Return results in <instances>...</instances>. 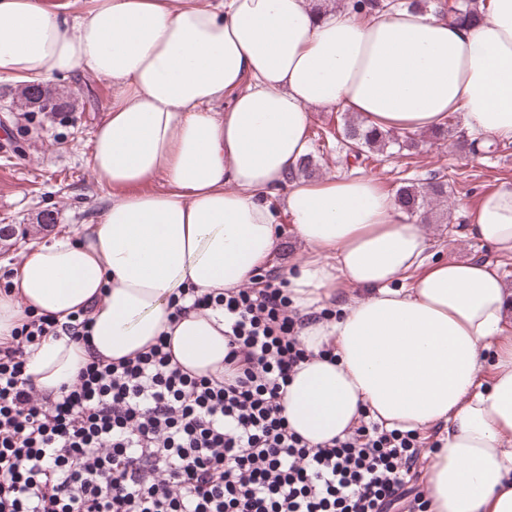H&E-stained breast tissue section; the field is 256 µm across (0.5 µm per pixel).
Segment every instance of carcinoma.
Instances as JSON below:
<instances>
[{
    "label": "carcinoma",
    "instance_id": "cac0c4a2",
    "mask_svg": "<svg viewBox=\"0 0 512 512\" xmlns=\"http://www.w3.org/2000/svg\"><path fill=\"white\" fill-rule=\"evenodd\" d=\"M422 8H433L436 12L466 24L480 17L479 0H413ZM403 5L401 0H345L344 6L359 17H370L379 13L389 12ZM20 108L26 112L68 113L76 111L71 100L51 85H25L14 105L7 106L5 111ZM336 142L345 156L367 160L373 151L384 152L390 147H397L396 154L409 159L419 148L415 134L403 132L394 134L392 130H382L363 125L361 122L344 121L341 130L336 132ZM395 200L400 211L411 220L428 207H437L448 200V181L435 175L429 178L426 185L415 182L412 178L401 179L396 190Z\"/></svg>",
    "mask_w": 512,
    "mask_h": 512
}]
</instances>
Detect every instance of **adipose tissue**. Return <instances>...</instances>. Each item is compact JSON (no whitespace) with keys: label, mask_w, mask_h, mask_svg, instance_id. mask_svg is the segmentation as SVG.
Returning <instances> with one entry per match:
<instances>
[{"label":"adipose tissue","mask_w":512,"mask_h":512,"mask_svg":"<svg viewBox=\"0 0 512 512\" xmlns=\"http://www.w3.org/2000/svg\"><path fill=\"white\" fill-rule=\"evenodd\" d=\"M480 10L461 26L416 5L361 19L310 0H0V80L81 67L111 82L91 163L117 190L97 223L14 267L0 338L27 310L62 323L89 311L90 347L51 336L27 356L49 392L88 351L113 361L161 336L184 370L223 373V314L174 319L169 298L254 283L276 260L285 209L308 248L288 293L310 318L308 356L281 400L290 429L314 447L363 420L437 431L420 471L429 512H512V289L500 266L433 258L425 225L399 220L370 177L288 179L314 107L409 132L459 112L466 135L512 140V0ZM159 176L162 189L144 190ZM469 223L511 258L512 181Z\"/></svg>","instance_id":"obj_1"}]
</instances>
